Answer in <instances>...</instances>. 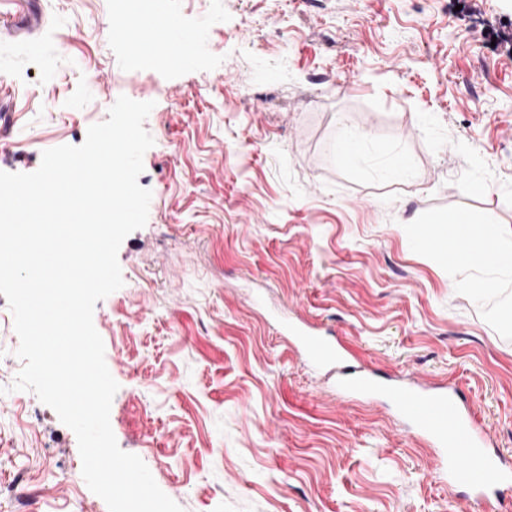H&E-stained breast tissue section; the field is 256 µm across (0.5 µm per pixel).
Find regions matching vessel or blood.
Wrapping results in <instances>:
<instances>
[{
    "mask_svg": "<svg viewBox=\"0 0 512 512\" xmlns=\"http://www.w3.org/2000/svg\"><path fill=\"white\" fill-rule=\"evenodd\" d=\"M309 364L335 376L345 393L366 397L385 394L417 432L436 447L439 464L449 489H467L477 503L500 496L501 485L512 484V467L489 452L487 432L463 406L456 388L433 390L414 384L384 381L363 366L352 364L346 345L310 323L282 327Z\"/></svg>",
    "mask_w": 512,
    "mask_h": 512,
    "instance_id": "b4317fda",
    "label": "vessel or blood"
}]
</instances>
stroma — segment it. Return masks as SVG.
Here are the masks:
<instances>
[{"label": "stroma", "mask_w": 512, "mask_h": 512, "mask_svg": "<svg viewBox=\"0 0 512 512\" xmlns=\"http://www.w3.org/2000/svg\"><path fill=\"white\" fill-rule=\"evenodd\" d=\"M116 6L0 0V171L81 145L119 96L154 104L148 220L93 314L119 447L183 512H479L385 399L340 393L281 324L332 329L380 376L457 383L512 459V277L475 292L484 269L411 242L458 211L512 227V0H146L192 42L183 68L130 55ZM345 128L368 138L351 167ZM18 346L0 295V512L21 479L36 512H108L75 433L12 390Z\"/></svg>", "instance_id": "1"}]
</instances>
